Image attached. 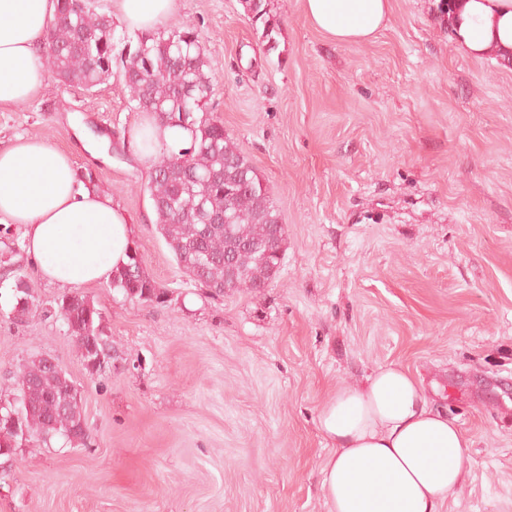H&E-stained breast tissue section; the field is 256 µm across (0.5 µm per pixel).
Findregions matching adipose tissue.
Wrapping results in <instances>:
<instances>
[{
	"label": "adipose tissue",
	"mask_w": 512,
	"mask_h": 512,
	"mask_svg": "<svg viewBox=\"0 0 512 512\" xmlns=\"http://www.w3.org/2000/svg\"><path fill=\"white\" fill-rule=\"evenodd\" d=\"M175 7L112 0V17L152 31ZM303 8L329 38L360 43L384 26L389 0H303ZM56 10V0H0V111L42 97L48 75L38 47ZM452 24L458 51L512 61V0H457ZM186 137L143 116L130 144L144 160ZM0 223L23 225L40 277L71 288L108 282L134 247L131 220L111 195L77 181L71 152L33 136L0 149ZM318 427L331 448L320 468L329 512H441L466 478L464 433L398 365L378 367L363 386L337 387Z\"/></svg>",
	"instance_id": "1"
}]
</instances>
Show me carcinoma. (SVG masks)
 <instances>
[{
    "label": "carcinoma",
    "instance_id": "1",
    "mask_svg": "<svg viewBox=\"0 0 512 512\" xmlns=\"http://www.w3.org/2000/svg\"><path fill=\"white\" fill-rule=\"evenodd\" d=\"M244 13L261 31L266 54L278 48L280 19L270 0H240ZM43 59L49 75L87 90L112 75L113 63L129 93L131 110L189 134L174 151L162 149L152 160L146 189L155 225L177 267L212 298L226 292H260L275 281L282 259L276 233H286L281 214L258 170L234 145L224 123L208 110L213 82L198 31L189 25L136 34L116 51L107 0H59L46 32ZM112 287L130 299L168 302L167 289L144 268L141 253L112 275ZM15 301L27 300L25 277L15 279ZM61 316L81 358H91L90 344L112 350L105 318L83 295L58 299ZM16 394L0 413L17 416V425L0 420V449L34 437L47 441L60 434L83 445L88 430L81 397L64 370L49 357H31L15 379Z\"/></svg>",
    "mask_w": 512,
    "mask_h": 512
}]
</instances>
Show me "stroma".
Masks as SVG:
<instances>
[{"instance_id":"35a3bbf8","label":"stroma","mask_w":512,"mask_h":512,"mask_svg":"<svg viewBox=\"0 0 512 512\" xmlns=\"http://www.w3.org/2000/svg\"><path fill=\"white\" fill-rule=\"evenodd\" d=\"M369 41L339 43L303 0H271L264 54L239 0H178L197 28L208 108L263 175L286 226L274 284L208 298L158 234L148 174L122 136L138 120L120 75L52 79L0 112V145L37 136L73 151L133 219L168 303L82 287L112 357L86 370L24 227L0 224V395L35 355L83 397L87 446L30 440L0 457V512H329L318 416L340 385L396 363L470 442L441 512H512V65L459 53L440 0H389ZM102 148L78 149L76 128ZM25 276L33 310L12 317Z\"/></svg>"}]
</instances>
